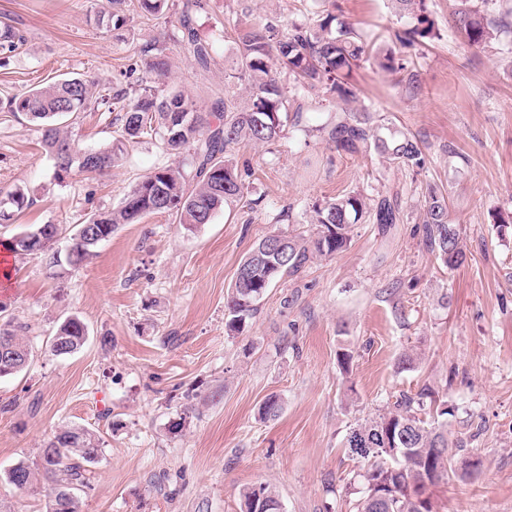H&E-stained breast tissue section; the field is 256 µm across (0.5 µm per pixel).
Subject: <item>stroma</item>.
<instances>
[{
	"instance_id": "1",
	"label": "stroma",
	"mask_w": 512,
	"mask_h": 512,
	"mask_svg": "<svg viewBox=\"0 0 512 512\" xmlns=\"http://www.w3.org/2000/svg\"><path fill=\"white\" fill-rule=\"evenodd\" d=\"M106 5L0 0V26L25 36L0 66V198L21 189L31 201L0 225V242L37 224L88 223L154 168L194 169L191 152H168L157 133L131 144L106 175L57 181L40 130L4 107L8 97L65 77L95 79L112 95L143 76L144 51L160 40L169 61L161 87L206 110L235 68V28L307 24L315 10L312 0H209L196 17L213 45L203 70L179 43L175 10L134 12L115 30L98 21ZM427 6L439 38L402 51L419 74L418 94L373 61L353 73L360 103L417 140L423 169L338 153L318 131L332 117L318 91L275 144L234 148L247 190L210 223L189 231L174 216H145L119 225L77 268L12 255L0 306L26 324L33 357L0 380V512H47L43 490H17L5 474L38 461L63 426L89 429L102 448L80 512H240V490L259 483L276 487L283 512H354L363 463L344 444L348 426L425 384L450 409L448 437L464 443L458 462L479 464L434 489L438 512H512V237L495 225L512 215V32L471 48L451 23L456 0ZM326 7L361 28L376 53L414 23L397 0ZM117 117L83 112L65 132L78 149H97L111 142ZM429 186L447 195L459 227L467 254L459 268L445 267L423 236ZM357 190L399 193L401 223L356 225L347 249L277 283L243 333L226 336V293L254 242L308 233L315 205ZM72 315L87 341L55 355L50 338ZM345 350L347 374L337 363ZM405 352L415 364L402 371ZM271 394L282 410L264 422L258 408Z\"/></svg>"
}]
</instances>
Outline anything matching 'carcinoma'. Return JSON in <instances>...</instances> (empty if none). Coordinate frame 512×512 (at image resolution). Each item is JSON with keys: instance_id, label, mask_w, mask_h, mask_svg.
<instances>
[{"instance_id": "cac0c4a2", "label": "carcinoma", "mask_w": 512, "mask_h": 512, "mask_svg": "<svg viewBox=\"0 0 512 512\" xmlns=\"http://www.w3.org/2000/svg\"><path fill=\"white\" fill-rule=\"evenodd\" d=\"M411 12L415 23L395 38L403 46L421 44L439 36L435 22L427 13L426 0H398ZM455 26L463 43L469 47H486L495 39L494 32L503 22L488 17L477 0H459ZM104 12L113 28L129 21V0H108ZM206 0H182L179 12L181 42L201 68L212 60V46L202 39L195 24L196 14L206 10ZM24 41L13 26L0 29V50L12 52ZM235 72L224 78V96H216L211 109L202 112L196 103L176 90L164 92L156 86L167 72L165 47L153 45L149 78L137 80L131 90H119L113 99L124 112L117 135L105 147L75 149L61 129L65 115L98 110L110 106L109 99L96 94L97 82L86 78L58 80L46 87L32 89L8 99V111L23 113L38 123L42 143L53 158L55 178L65 179L72 173L89 178L100 176L122 161L129 141L149 134L152 128L162 130L166 150L178 153L193 151L195 173L188 177L178 167H157L139 179L121 206L91 219V226L77 224L66 231L61 224H38L33 233L45 228L39 252L51 254L53 264L61 261L77 268L95 255L103 240L112 237L119 224H131L155 213H168L178 223L193 228L210 223L222 206L243 195L244 184L237 165L229 155L231 148L243 143L278 141L287 122L298 125L305 112V96L321 89L331 95L329 103L338 113L333 121L318 128L336 151L356 155L372 150L390 163L406 170L421 169L425 157L416 140L390 129L370 107L359 104L349 77L364 59L369 44L353 24L336 20L328 13L311 24H294L281 28L272 22L250 23L239 30ZM379 65L403 73L406 91L415 94L420 82L417 72L404 58L386 53ZM293 78L295 93L285 94L278 75ZM248 82L250 101L239 108L237 83ZM28 205L26 194L17 190L0 198V222L9 221ZM314 231L309 235L269 234L256 242L239 267L248 276L234 280L226 295L224 328L229 336L241 333L247 320L258 312L261 301L272 285L284 276L301 270L313 258H329L347 248L357 224L401 223L398 195L379 194L369 197L351 191L315 207ZM423 232L442 264L450 269L464 262L457 225L448 219L445 196L427 189L422 214ZM69 234L70 252L61 254L56 242ZM25 326L11 318H0V338L6 339L18 363L8 367L0 354V379L13 376L26 368L22 360L30 356ZM84 323L71 317L53 334L52 349L56 355H71L86 342ZM73 351L61 353L58 345ZM431 389L421 387L415 393L402 392L382 412L356 422L346 433V447L367 461L364 471L357 473L363 486L356 501V512H436L432 497L421 495L426 484L448 483L456 471L455 453L449 448L448 427L442 418L448 407L428 409ZM281 400L271 394L258 409L261 420L278 416ZM101 448L95 435L85 428L66 427L55 433L43 449L40 461L31 466L24 461L15 464L14 473L6 480L17 489L42 486L47 496L59 489L72 492L65 512H79L77 492L91 487L92 467L98 462ZM241 512H279L281 499L276 489L267 484L240 490Z\"/></svg>"}]
</instances>
